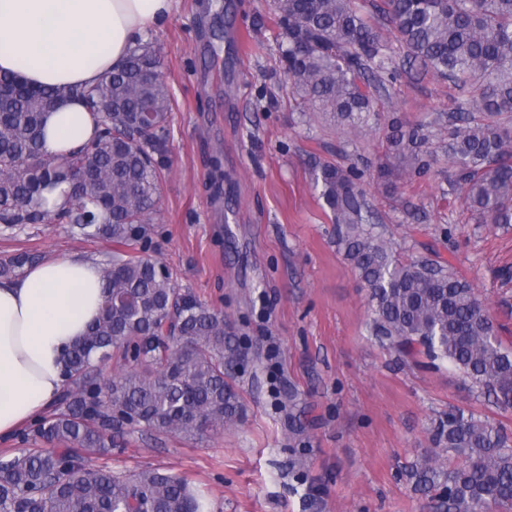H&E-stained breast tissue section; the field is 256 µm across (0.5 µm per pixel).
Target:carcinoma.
I'll return each mask as SVG.
<instances>
[{
	"instance_id": "cac0c4a2",
	"label": "carcinoma",
	"mask_w": 512,
	"mask_h": 512,
	"mask_svg": "<svg viewBox=\"0 0 512 512\" xmlns=\"http://www.w3.org/2000/svg\"><path fill=\"white\" fill-rule=\"evenodd\" d=\"M394 26L404 55L467 98L448 113L453 183L478 224H512V0H373ZM276 40L301 108L356 134L374 91L395 79L385 45L354 0H275ZM159 49L137 42L123 65L92 87L33 88L0 76V230L63 224L103 240L100 316L62 356L58 406L33 427L57 444L0 458V512H204L190 483L157 468L115 474L89 467L127 426L201 439L237 424L244 407L234 370L241 350L224 313L176 287L173 273L146 256L161 194L172 98ZM83 102L101 126L64 160L42 150V118L58 98ZM107 103L110 112L96 106ZM419 126L395 122L388 185L431 166ZM84 173L73 187L68 173ZM310 179L336 225L345 258L369 289L372 335L401 355L448 366L479 393L512 408V349L497 335L474 288L448 264L402 260L376 231L357 169L328 160ZM68 184L67 201L48 207L44 191ZM36 261L19 251L0 261V278ZM130 367L104 378L112 359ZM435 455L414 465L418 483L441 487L440 512H482L512 504V436L487 420L450 410L433 426ZM461 459L448 467L451 459Z\"/></svg>"
}]
</instances>
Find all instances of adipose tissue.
Segmentation results:
<instances>
[{
	"mask_svg": "<svg viewBox=\"0 0 512 512\" xmlns=\"http://www.w3.org/2000/svg\"><path fill=\"white\" fill-rule=\"evenodd\" d=\"M179 0H0V74L42 88L90 87L120 67L148 28L162 27ZM47 156L94 137L82 101L44 114ZM102 272L92 259L59 256L0 280V438L13 436L58 399L62 354L99 315Z\"/></svg>",
	"mask_w": 512,
	"mask_h": 512,
	"instance_id": "1",
	"label": "adipose tissue"
}]
</instances>
